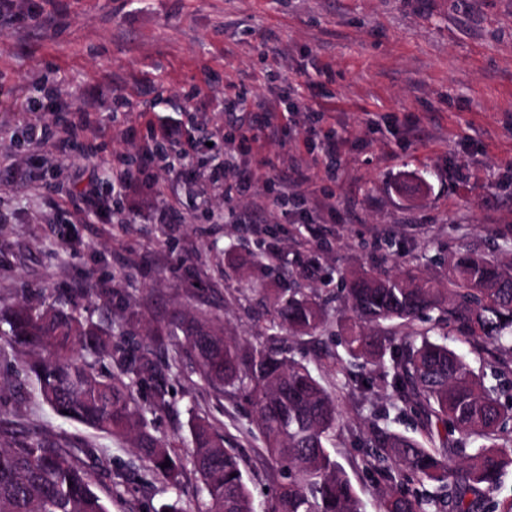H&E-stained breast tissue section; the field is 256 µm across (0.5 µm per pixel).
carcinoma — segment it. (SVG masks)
Returning a JSON list of instances; mask_svg holds the SVG:
<instances>
[{
	"label": "carcinoma",
	"instance_id": "cac0c4a2",
	"mask_svg": "<svg viewBox=\"0 0 512 512\" xmlns=\"http://www.w3.org/2000/svg\"><path fill=\"white\" fill-rule=\"evenodd\" d=\"M342 284L351 312L339 332L347 354L367 381L368 367H386L383 381L395 407L428 439L424 445L373 424L365 467L386 474L390 482L379 491V512H497L498 504L471 501L468 495L496 485L512 466V439L504 436L512 406L502 402L500 386L486 384L418 322L432 316L439 335L492 346L499 352L496 369L512 390V263L464 251L448 257L441 281L408 267L393 275L346 274ZM270 323L292 335L315 333L325 329L326 311L303 288H279L271 298ZM179 334L214 391L251 402L265 454L278 466V486L266 512H365L327 448L339 423L336 402L304 363L226 336L198 314L177 316L154 336L161 341ZM0 335L31 353L27 370L58 415L131 438L140 457L173 487L189 463L204 493L198 512H255L239 452L225 447L224 436L195 414L187 459L172 454L149 430L134 395V389L147 386L155 405L165 404L151 362L83 319L73 302L20 301L0 309ZM81 350L117 362L121 375L94 373L79 357ZM472 439L482 443L468 452ZM409 482L431 490L404 488ZM0 512L109 510L71 449L33 436L14 445L0 443Z\"/></svg>",
	"mask_w": 512,
	"mask_h": 512
}]
</instances>
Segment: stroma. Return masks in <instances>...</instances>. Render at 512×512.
Wrapping results in <instances>:
<instances>
[{
	"instance_id": "stroma-1",
	"label": "stroma",
	"mask_w": 512,
	"mask_h": 512,
	"mask_svg": "<svg viewBox=\"0 0 512 512\" xmlns=\"http://www.w3.org/2000/svg\"><path fill=\"white\" fill-rule=\"evenodd\" d=\"M38 21L0 30V307L84 290L80 314L113 337L138 338L162 369L163 406L137 390L151 432L179 456L190 444L189 416L207 417L237 449L257 512L277 468L236 394H217L195 370L181 336L152 343L148 333L174 314L203 312L225 335L269 344L301 361L336 399L339 425L329 449L366 504L378 512L380 476L364 468L368 426L391 411L383 381L360 390L346 372L336 321L346 310L340 279L325 271L392 274L410 266L440 280L450 254L470 249L512 259V0H42ZM69 109L45 113L42 140L12 124L29 85ZM128 104H113V93ZM166 97L151 118L176 117L203 144L198 167L229 161V181L251 174L230 196L173 181L138 147L140 110ZM191 100L172 113L170 101ZM327 101L324 118L293 104ZM240 119L224 127L222 103ZM97 109L105 128L71 137L80 110ZM288 114V133L261 134L255 113ZM335 134L327 162L321 142ZM297 164L296 188L326 200L318 236L269 206L263 224L237 221L250 202L275 191L254 179L255 157ZM258 154V155H259ZM129 164L139 195L113 203L112 168ZM96 178L112 213H76L70 196ZM179 207L181 224L151 218L159 201ZM274 255L268 272L255 250ZM301 282L328 313L324 331L271 333V288ZM181 366L168 369L172 358ZM27 351L0 337V424L15 440L37 435L83 457L93 490L110 512H157L179 501L196 512L200 481L185 468L178 487L154 474L129 440L67 420L45 405L27 373Z\"/></svg>"
}]
</instances>
